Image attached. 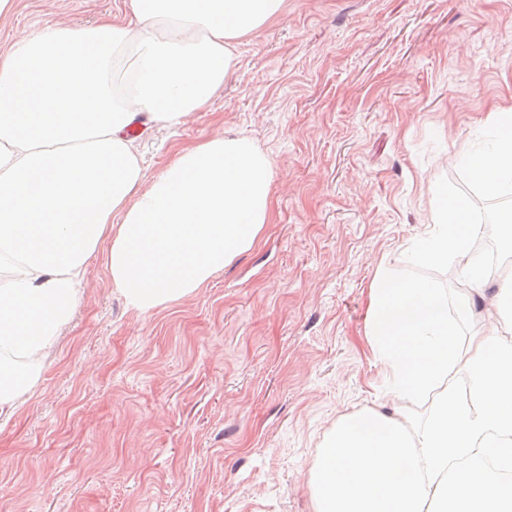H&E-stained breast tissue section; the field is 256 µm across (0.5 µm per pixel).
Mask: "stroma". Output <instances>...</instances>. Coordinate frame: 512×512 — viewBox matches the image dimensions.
Segmentation results:
<instances>
[{"instance_id":"stroma-1","label":"stroma","mask_w":512,"mask_h":512,"mask_svg":"<svg viewBox=\"0 0 512 512\" xmlns=\"http://www.w3.org/2000/svg\"><path fill=\"white\" fill-rule=\"evenodd\" d=\"M126 0H16L0 55ZM211 103L142 130L148 177L175 152L245 136L272 161V222L189 297L139 313L103 254L35 394L0 418L6 512H314L325 438L388 404L364 338L380 263L424 237L433 194L482 196L457 156L512 107V0H286L235 49ZM472 323L512 317L498 258Z\"/></svg>"}]
</instances>
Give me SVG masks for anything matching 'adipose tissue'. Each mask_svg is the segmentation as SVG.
I'll return each mask as SVG.
<instances>
[{
  "label": "adipose tissue",
  "instance_id": "adipose-tissue-1",
  "mask_svg": "<svg viewBox=\"0 0 512 512\" xmlns=\"http://www.w3.org/2000/svg\"><path fill=\"white\" fill-rule=\"evenodd\" d=\"M284 0H127L123 19L47 26L0 59V415L30 398L43 359L72 319L89 259L104 253L113 286L146 312L183 299L257 242L270 220V158L242 136L179 149L155 178L127 136L181 125L223 87L241 38ZM134 54L124 89L108 72ZM480 152L459 153L489 195L512 194V110L489 113ZM482 225L440 193L427 235L398 261L456 268ZM381 263L365 336L388 377L392 412L344 415L315 474V512H512V323L459 336L470 292L401 277ZM429 402L411 425L406 412Z\"/></svg>",
  "mask_w": 512,
  "mask_h": 512
}]
</instances>
